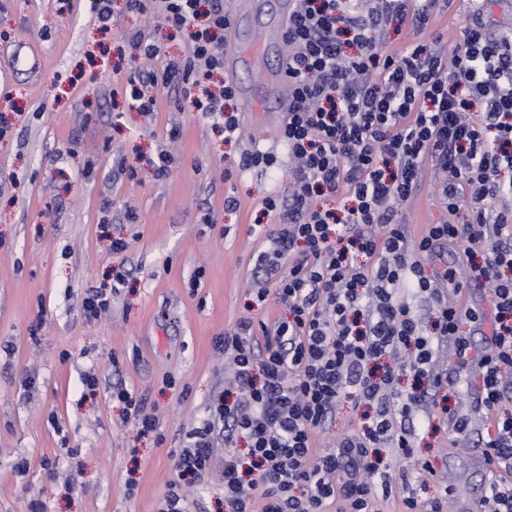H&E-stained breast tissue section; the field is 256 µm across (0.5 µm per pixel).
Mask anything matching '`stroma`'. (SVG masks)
<instances>
[{
  "instance_id": "1",
  "label": "stroma",
  "mask_w": 512,
  "mask_h": 512,
  "mask_svg": "<svg viewBox=\"0 0 512 512\" xmlns=\"http://www.w3.org/2000/svg\"><path fill=\"white\" fill-rule=\"evenodd\" d=\"M102 23L91 0H0V512H166L177 456L189 433L223 403L228 386L215 339L239 319L273 325L276 299L252 306V257L268 247L267 196L283 192L274 171L237 168L250 140L228 142L212 119L171 88L155 91L153 115L131 110L121 92L135 70L163 71L188 55L191 27L163 25L128 0H109ZM278 0H260L251 24L225 30L255 58L239 73L261 110L244 130L288 167L282 116L267 73L283 69L282 46L262 50ZM470 11L456 0L427 28L390 30L388 52L418 44L453 48ZM162 46L143 60L133 33ZM168 175L153 172L159 153ZM433 172L399 207L412 237L429 225L464 224L470 206L443 210ZM232 196L238 207H224ZM128 241L115 254L112 239ZM126 274L113 287L112 272ZM104 289L109 304L87 317L84 300ZM146 395L158 418L143 436L112 391ZM425 400L406 427L412 456L392 477L429 463L420 499L448 487L450 512H473L487 480L472 415L469 435L428 429ZM211 466L185 491L186 512H224V428L216 426Z\"/></svg>"
}]
</instances>
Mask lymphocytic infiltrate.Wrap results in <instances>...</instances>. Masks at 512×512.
<instances>
[{"label": "lymphocytic infiltrate", "instance_id": "1", "mask_svg": "<svg viewBox=\"0 0 512 512\" xmlns=\"http://www.w3.org/2000/svg\"><path fill=\"white\" fill-rule=\"evenodd\" d=\"M153 16L179 29L204 20L189 55L171 61L184 93L203 116L224 114L225 139L242 126L228 115L237 95L225 79L215 34L228 29L223 0H152ZM448 0H296L288 18V112L280 137L292 160L285 194L268 196L264 214L278 228L254 263L253 296L275 297L288 310L255 333L252 319L219 337L238 397L193 429L177 461L168 512H184L182 484L201 481L213 455V430L224 425L226 512H376L400 497L402 512H443L441 499H419L409 480L394 484L381 451L412 455L405 429L430 387L445 392L436 369L445 343L469 367L475 411L484 413V461L490 477L477 512H512V409L504 405L512 375V33L492 35L475 7L451 51L423 45L410 54L382 49L392 24L421 29ZM480 117H473V108ZM438 176V197L454 212L468 196V223L430 225L412 238L396 220L425 168ZM348 200L345 215L316 198ZM452 248L471 280L490 290L489 312L448 302L442 282L453 269L425 264ZM287 274L275 275L279 261ZM431 302L422 324L411 298ZM489 323L481 346L474 324ZM410 378V390L399 387ZM346 399L365 405L357 427L332 447L318 433ZM246 453L235 452L237 439Z\"/></svg>", "mask_w": 512, "mask_h": 512}]
</instances>
